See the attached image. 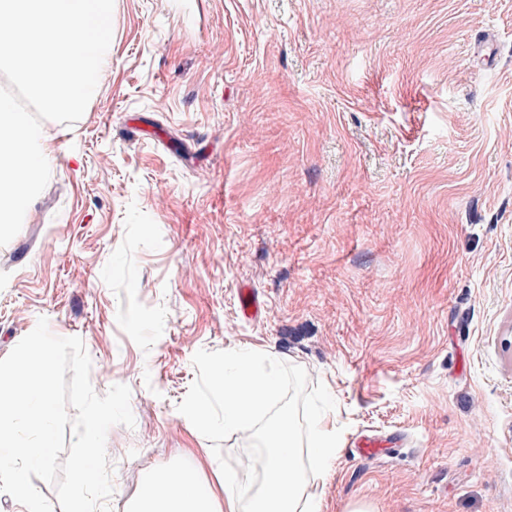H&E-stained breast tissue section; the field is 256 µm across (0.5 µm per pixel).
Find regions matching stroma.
Masks as SVG:
<instances>
[{
    "mask_svg": "<svg viewBox=\"0 0 512 512\" xmlns=\"http://www.w3.org/2000/svg\"><path fill=\"white\" fill-rule=\"evenodd\" d=\"M112 24L0 247V358L43 317L98 394L131 389L111 512L216 464L177 410L201 349L326 386L322 512H512V0H115ZM370 431L396 454L353 456Z\"/></svg>",
    "mask_w": 512,
    "mask_h": 512,
    "instance_id": "stroma-1",
    "label": "stroma"
}]
</instances>
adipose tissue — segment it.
Wrapping results in <instances>:
<instances>
[{
    "label": "adipose tissue",
    "instance_id": "adipose-tissue-1",
    "mask_svg": "<svg viewBox=\"0 0 512 512\" xmlns=\"http://www.w3.org/2000/svg\"><path fill=\"white\" fill-rule=\"evenodd\" d=\"M263 437L266 455L259 482L228 473L219 495L197 469L159 470L142 484L130 512H321L320 498L308 494L307 487L336 454V434L327 414L311 409L306 441H299L292 417L283 411ZM303 445L314 461L308 470L298 461Z\"/></svg>",
    "mask_w": 512,
    "mask_h": 512
}]
</instances>
